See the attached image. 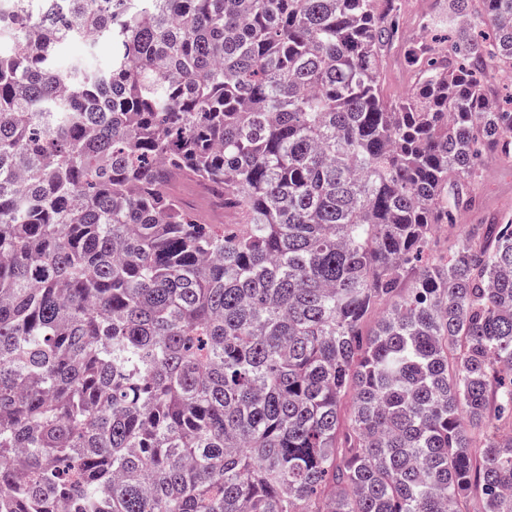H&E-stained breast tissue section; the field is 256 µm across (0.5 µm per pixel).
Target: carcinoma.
Wrapping results in <instances>:
<instances>
[{"label":"carcinoma","instance_id":"1","mask_svg":"<svg viewBox=\"0 0 512 512\" xmlns=\"http://www.w3.org/2000/svg\"><path fill=\"white\" fill-rule=\"evenodd\" d=\"M402 6L0 0V512H512V0ZM410 4L409 10L400 18V35L402 41L409 42L417 39L420 34L426 36L424 18L432 12L439 1L437 0H405ZM421 36V37H422ZM383 82L387 94L398 97L411 92L416 87L417 80L400 64L398 54L394 51L387 64ZM482 211L512 210V163L489 160L482 167L480 186ZM177 192L192 207L208 215L216 222L224 223L223 210L216 209L212 201L191 181H181L176 186ZM480 214L469 213L462 224H441L435 231L439 254H449L461 244L471 224H479Z\"/></svg>","mask_w":512,"mask_h":512}]
</instances>
